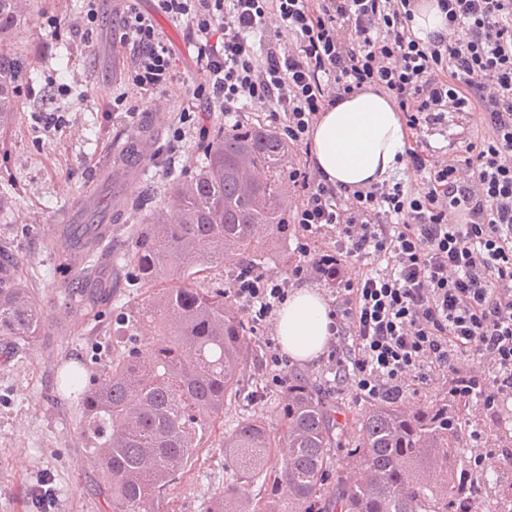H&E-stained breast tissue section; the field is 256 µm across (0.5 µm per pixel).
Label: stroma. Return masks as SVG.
<instances>
[{"instance_id":"obj_1","label":"stroma","mask_w":512,"mask_h":512,"mask_svg":"<svg viewBox=\"0 0 512 512\" xmlns=\"http://www.w3.org/2000/svg\"><path fill=\"white\" fill-rule=\"evenodd\" d=\"M122 0H99L98 15L84 17V0H29L27 13L6 47L27 57L29 76L20 87L14 120L0 129V196L11 203L4 227L21 260L29 295L43 312L39 341L0 360V512H108L100 492V468L82 433L76 394L63 384L69 371L82 380L97 376L116 349L153 342L149 329L120 335L121 308L143 293L116 270L111 280L117 303L102 313L77 312L66 293L74 269L61 267L63 246L49 233L55 215L74 198L90 196L99 206L93 222L112 225V243L125 244L138 221L135 204L160 202L171 175L195 172L206 140L200 128L216 130L219 112L185 115L187 86L155 94L136 117L117 97L131 92L128 55L112 49ZM139 136V161L110 167L115 145ZM267 349L253 342L240 384L261 400L225 407L223 421L240 416L282 423L288 395L274 386L265 366ZM462 445L478 452V467L496 465L477 512H497L512 496V460L503 456L512 439V400L490 420L478 403L460 417ZM222 431L214 429L192 467L170 495L172 512H204L209 497L222 492L227 471Z\"/></svg>"}]
</instances>
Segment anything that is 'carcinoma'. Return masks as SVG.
I'll return each instance as SVG.
<instances>
[{
    "label": "carcinoma",
    "instance_id": "cac0c4a2",
    "mask_svg": "<svg viewBox=\"0 0 512 512\" xmlns=\"http://www.w3.org/2000/svg\"><path fill=\"white\" fill-rule=\"evenodd\" d=\"M21 9V0H0V46L17 28ZM24 75L22 60L0 49V127L14 118ZM289 153L276 132L247 120L218 129L190 181L170 183L167 198L112 253L141 285L170 282L122 317L123 335L148 324L167 343L116 354L78 392L84 436L95 445L112 512H169L166 498L206 431L239 398L248 329L231 296L210 281L224 271V254L259 264L264 247L287 239L282 182ZM244 161L263 173L248 188L239 170ZM19 268L12 244L0 241V338L30 344L42 331V312ZM67 301L86 310L101 305L99 297L73 289ZM460 413L452 397L411 411L381 403L335 434L332 405L293 376L280 429L246 415L224 430L232 480L206 512H315L324 500L321 512H474L482 492L476 467L463 457ZM345 444L358 475L326 495L328 449ZM274 448L288 452L274 458Z\"/></svg>",
    "mask_w": 512,
    "mask_h": 512
}]
</instances>
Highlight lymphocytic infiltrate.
Returning <instances> with one entry per match:
<instances>
[{
	"label": "lymphocytic infiltrate",
	"instance_id": "obj_1",
	"mask_svg": "<svg viewBox=\"0 0 512 512\" xmlns=\"http://www.w3.org/2000/svg\"><path fill=\"white\" fill-rule=\"evenodd\" d=\"M416 0H155L128 6L117 40L137 93L177 80L157 16L186 27L206 111L258 113L301 157L288 173V223L301 231L285 278L239 267L230 289L251 330H266L296 282L328 294L329 387L395 403L440 377L462 404L497 419L512 398V0H437L447 33L412 32ZM279 25L264 46L266 20ZM386 93L410 134L448 114L482 111L483 135L461 123L464 156L406 153L420 182L349 190L310 156L320 116L365 87ZM478 368L464 372L459 357Z\"/></svg>",
	"mask_w": 512,
	"mask_h": 512
}]
</instances>
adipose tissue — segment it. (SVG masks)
I'll return each mask as SVG.
<instances>
[{"instance_id":"obj_1","label":"adipose tissue","mask_w":512,"mask_h":512,"mask_svg":"<svg viewBox=\"0 0 512 512\" xmlns=\"http://www.w3.org/2000/svg\"><path fill=\"white\" fill-rule=\"evenodd\" d=\"M408 133L394 102L366 87L323 112L311 134L310 153L332 184L359 189L381 183L403 167ZM329 306L312 288L292 292L277 311L281 352L291 360H315L329 340Z\"/></svg>"}]
</instances>
